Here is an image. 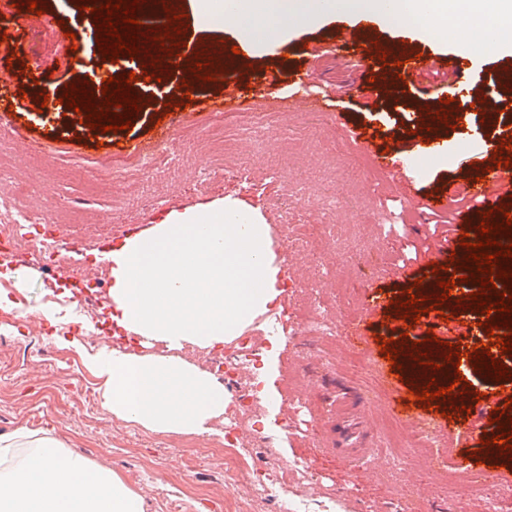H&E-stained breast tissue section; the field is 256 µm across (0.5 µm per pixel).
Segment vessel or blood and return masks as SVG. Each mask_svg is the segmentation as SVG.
Segmentation results:
<instances>
[{"label": "vessel or blood", "instance_id": "1", "mask_svg": "<svg viewBox=\"0 0 512 512\" xmlns=\"http://www.w3.org/2000/svg\"><path fill=\"white\" fill-rule=\"evenodd\" d=\"M14 0H0V13L8 14L12 20L7 26V39L0 43V97L12 105L15 114L24 117L32 125V133L23 135L25 147L52 153L56 142L70 141L79 115H72L69 124L58 122L60 105L57 99H50L46 107H38L30 97L36 83L45 82L43 72L33 77L17 78L8 67L7 59L27 33L48 22V15L20 11L13 5ZM337 56L344 59L360 72L358 82L345 87V94L362 98L365 103H376L392 98L407 88H415L434 102H441L452 96L460 84L462 70L456 58H435L417 56L415 47L397 43L376 31L371 20L360 19L356 28L336 27L328 35ZM195 46L181 48L179 54L163 58L162 72L168 73L170 83L184 79L187 66L195 59ZM308 50L303 44H294L288 61L272 59L268 68L253 70L249 79H242L234 73L218 74L215 82L196 81L191 88L190 107L195 111L236 110L250 99L252 88L276 87L283 73H290L294 82L301 83L309 77L304 65ZM498 94L485 97L480 108L487 116H496L500 109V92H512V66L502 65L498 71ZM370 148L371 163L379 172L389 176L411 209L420 212H443L450 214L453 223H470L472 206L489 210L500 205L504 197L512 195V168L500 167L492 170L484 182H462L445 195L424 193L421 186L413 181L403 180L400 169L391 163L388 156L375 149L372 136H365ZM388 291L369 287L364 292L361 314L346 329L350 339L365 345L369 334L383 309L391 302ZM351 395L346 391L336 394V411L341 419L336 431V447L343 461L355 462L367 459L372 450L366 438L362 421L349 411ZM386 404L409 424L413 430L422 431L436 428V420L429 414L418 411L411 404L408 386L397 377H388Z\"/></svg>", "mask_w": 512, "mask_h": 512}]
</instances>
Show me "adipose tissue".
<instances>
[{
    "label": "adipose tissue",
    "instance_id": "adipose-tissue-1",
    "mask_svg": "<svg viewBox=\"0 0 512 512\" xmlns=\"http://www.w3.org/2000/svg\"><path fill=\"white\" fill-rule=\"evenodd\" d=\"M108 259L114 326L168 353L103 349L87 357L103 407L149 429L210 432L227 404L224 388L175 352L231 340L277 300L267 225L217 202L170 213ZM0 512H143V502L112 471L23 427L0 437Z\"/></svg>",
    "mask_w": 512,
    "mask_h": 512
}]
</instances>
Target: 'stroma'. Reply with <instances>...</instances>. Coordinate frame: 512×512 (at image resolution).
I'll return each mask as SVG.
<instances>
[{
	"instance_id": "stroma-1",
	"label": "stroma",
	"mask_w": 512,
	"mask_h": 512,
	"mask_svg": "<svg viewBox=\"0 0 512 512\" xmlns=\"http://www.w3.org/2000/svg\"><path fill=\"white\" fill-rule=\"evenodd\" d=\"M47 3L51 21L27 34L19 60L45 72L44 91L50 94L83 83L85 70L98 66L101 54L82 43L69 48L53 35L58 20L90 30V11L76 0ZM169 7L185 17L186 43L220 54L238 39L234 26L195 21L188 0H141L139 10L162 22ZM74 56L83 58V68L68 67ZM506 61L512 63V51L461 57L467 84L456 96L453 127L437 133L448 156L441 164L419 156L420 145L409 133L417 99L411 89L370 106L340 98L337 109L349 127L338 131L330 113L292 108L286 80L279 90H257L249 104L222 112L185 108L183 89L173 85L164 101L143 96L144 107L128 129L100 134L99 144L76 151L58 144L50 156L22 150V118L0 122V214L20 212L36 221L48 212L57 227L49 241L34 239L11 257L12 278L0 277V296L13 302L11 310L0 309V435L21 427L50 433L67 450L118 474L141 496L143 512H169L175 501L182 502L183 512H486L484 488L472 475L496 465L512 475V459L496 454L478 462L473 447L449 446V429L465 424L442 416L437 429L409 433L403 448L390 445L383 421L391 411L382 395L384 374L392 366L382 349L363 355L344 331L360 315L366 287L375 284L401 295L410 284L398 278V266L416 263V251L461 235L439 214L407 222V206L372 167L354 132H376V146L393 160L415 159L406 174L427 192L447 189L464 174L478 176L491 163L485 142L474 138L485 117L478 101ZM159 122L171 127L178 151L146 172L121 144L133 139L152 151ZM330 190L336 194L332 212L320 205ZM227 197L258 212L265 224L287 227L284 290L271 311L247 326L255 334L248 384L265 380L269 397L262 413L239 424L250 452L246 459L225 456L223 422H214L210 434H177L147 429L97 402L86 405L87 390L97 389L99 381L84 353L132 348L113 334L109 288L99 289L91 314H83L86 304L69 282L47 288L41 265L43 252L52 247L65 251L74 267L110 278L109 260H95V253L103 255L168 212ZM77 237L92 241V249L68 252V242ZM46 311L59 318V329L44 322ZM59 331L77 338L84 353L60 347ZM132 350L156 352L152 346ZM340 388L359 399L377 450L368 461L348 463L336 453L333 400ZM265 437L272 447H262ZM204 442L213 446L206 458L197 454ZM440 449L447 455L441 467L434 462ZM293 463L313 474V497L291 481L275 496L254 502L228 481L231 469Z\"/></svg>"
}]
</instances>
